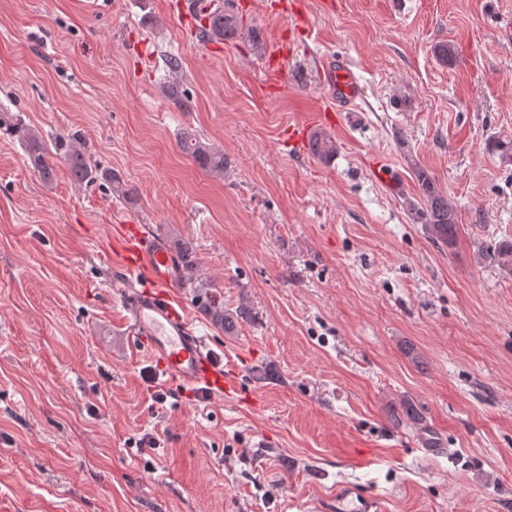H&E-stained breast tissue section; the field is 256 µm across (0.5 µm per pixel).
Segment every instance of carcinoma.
<instances>
[{"label": "carcinoma", "mask_w": 512, "mask_h": 512, "mask_svg": "<svg viewBox=\"0 0 512 512\" xmlns=\"http://www.w3.org/2000/svg\"><path fill=\"white\" fill-rule=\"evenodd\" d=\"M194 10L200 18L199 38L205 42H222L241 37L249 38L256 48H261L255 30L245 26L242 17L233 3H224L221 8L212 7L210 0H194ZM20 140L25 144L30 160L40 176L48 181L53 176L54 160L59 158L69 167L73 178L78 182L103 180L110 184L113 194L124 201L135 200L134 189L110 171H100L92 167L82 150L80 138L76 135L58 139L54 145L47 146L41 135L30 127H14ZM182 150L201 170L213 175H224V151L203 141L195 133L184 131L180 136ZM314 157L329 160L336 155V141L323 132L315 133L310 141ZM489 151L501 161L512 162V134H501L489 142ZM415 179L419 189V198L405 199V209L410 218L425 225L431 236L448 245H453L457 235V207L438 187L435 178L424 168L415 169ZM172 248L181 264V284L188 289L191 301L202 310L210 321L224 332L233 331L240 320L250 317V310L241 307L233 312L224 309V299L217 296V290L206 282L196 278L195 249L191 242L182 238L172 241ZM497 265L512 272V240L504 238L498 241L492 251Z\"/></svg>", "instance_id": "cac0c4a2"}]
</instances>
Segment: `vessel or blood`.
<instances>
[{
    "instance_id": "obj_1",
    "label": "vessel or blood",
    "mask_w": 512,
    "mask_h": 512,
    "mask_svg": "<svg viewBox=\"0 0 512 512\" xmlns=\"http://www.w3.org/2000/svg\"><path fill=\"white\" fill-rule=\"evenodd\" d=\"M321 75L336 109L319 113L316 119L331 123L338 112L355 104L359 85L353 72L337 58L323 63ZM120 232L121 265L126 275L122 303L133 340L167 380L189 396L214 399L230 394L235 389L231 376L177 297L181 274L177 257L139 225H121ZM319 508L321 512H377L378 505L375 498L339 484Z\"/></svg>"
}]
</instances>
